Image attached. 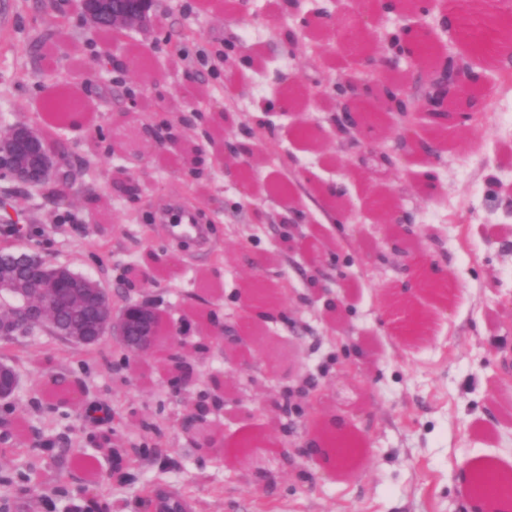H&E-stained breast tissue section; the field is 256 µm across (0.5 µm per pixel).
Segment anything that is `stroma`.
<instances>
[{
    "mask_svg": "<svg viewBox=\"0 0 512 512\" xmlns=\"http://www.w3.org/2000/svg\"><path fill=\"white\" fill-rule=\"evenodd\" d=\"M498 2L400 7L355 46L328 37L354 0H299L294 18L281 0H252L246 14L158 0L156 23L117 41L93 29L81 0H0V133L20 123L58 133L73 160L68 204L8 192L20 231L0 230V246L97 279L114 309L151 303L194 368L179 389L163 351L132 353L115 336L86 349L39 327L0 341V359L18 373L13 398L0 403V470L30 477L22 491L0 485L9 512H86L92 495L107 512H159L164 497L189 512H478L459 489L463 474L483 462L512 474V86L503 83L512 62L439 35L427 74L409 76L412 91L423 94L449 56L482 81L449 103L465 121L448 130L446 151L393 167L376 159L398 155L391 126L336 135V105L315 93L335 92L385 35ZM284 29L296 30L294 47L282 43ZM291 81L304 98L277 107ZM60 89L79 97L80 127L46 116ZM484 95L490 108L470 112L468 100ZM120 113L178 136L162 147L142 141L132 167L113 128ZM303 126L318 138H299ZM240 137L256 150L249 195L224 175V142ZM199 147L210 157L200 175ZM428 170L437 181L426 190ZM330 185L340 199L326 196ZM90 192L99 198L91 209ZM379 195L416 225L427 267L444 270L437 291L408 284L406 250L383 240ZM173 202L208 224L205 249H176L159 221ZM330 212L341 223H324ZM134 269L152 280L130 291ZM254 278L280 302L276 319L255 318L239 366V352L207 338V322L215 314L238 326ZM407 305L428 316L414 333L403 329ZM56 376L77 382L76 392L57 397ZM217 377L229 388L214 386ZM202 400L204 422L184 426ZM332 419L363 441L350 467L307 452L316 426ZM101 428L109 441L93 440ZM38 434L56 449L33 461L26 450ZM117 448L128 451L119 466ZM78 457L95 471L75 467Z\"/></svg>",
    "mask_w": 512,
    "mask_h": 512,
    "instance_id": "stroma-1",
    "label": "stroma"
}]
</instances>
